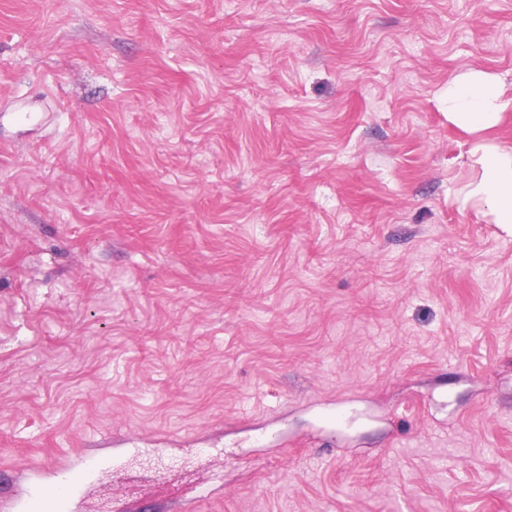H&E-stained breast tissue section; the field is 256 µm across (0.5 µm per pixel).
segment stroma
Masks as SVG:
<instances>
[{"instance_id": "obj_1", "label": "stroma", "mask_w": 512, "mask_h": 512, "mask_svg": "<svg viewBox=\"0 0 512 512\" xmlns=\"http://www.w3.org/2000/svg\"><path fill=\"white\" fill-rule=\"evenodd\" d=\"M472 71L512 0H0V512H512ZM509 106L497 80L483 72H470L448 86V121L469 133L497 126Z\"/></svg>"}]
</instances>
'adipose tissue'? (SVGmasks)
I'll return each mask as SVG.
<instances>
[{
	"mask_svg": "<svg viewBox=\"0 0 512 512\" xmlns=\"http://www.w3.org/2000/svg\"><path fill=\"white\" fill-rule=\"evenodd\" d=\"M511 106L502 100L497 80L482 72L463 75L448 87V120L470 133L494 128ZM471 153L481 177L468 199L485 204L494 222L512 232V150L479 141Z\"/></svg>",
	"mask_w": 512,
	"mask_h": 512,
	"instance_id": "obj_1",
	"label": "adipose tissue"
}]
</instances>
